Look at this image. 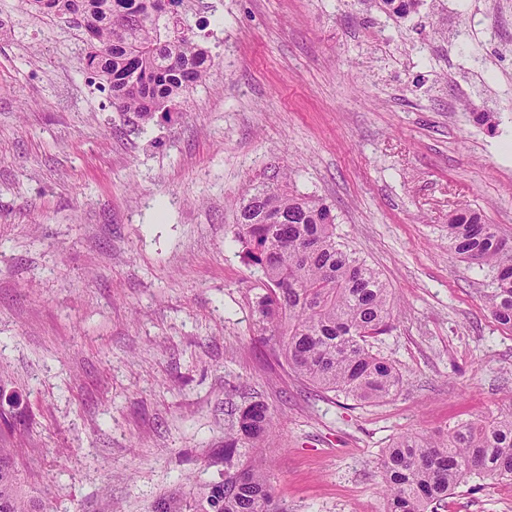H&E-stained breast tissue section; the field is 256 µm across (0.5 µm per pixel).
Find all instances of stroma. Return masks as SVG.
<instances>
[{"instance_id": "obj_1", "label": "stroma", "mask_w": 512, "mask_h": 512, "mask_svg": "<svg viewBox=\"0 0 512 512\" xmlns=\"http://www.w3.org/2000/svg\"><path fill=\"white\" fill-rule=\"evenodd\" d=\"M183 12L214 65L143 123L79 69L75 27L0 0V437L50 512H154L223 480L260 402L281 512H385L396 437L512 415V330L448 246L461 209L512 235V0ZM283 172L394 298L386 400L318 391L258 329L234 203ZM438 512H512V483L465 477Z\"/></svg>"}]
</instances>
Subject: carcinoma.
<instances>
[{"label": "carcinoma", "instance_id": "carcinoma-1", "mask_svg": "<svg viewBox=\"0 0 512 512\" xmlns=\"http://www.w3.org/2000/svg\"><path fill=\"white\" fill-rule=\"evenodd\" d=\"M70 14L72 0H53ZM77 27L96 40L77 62L108 87L112 106L142 121L188 92L213 66L182 0H82ZM236 238L263 275L255 312L261 333L279 338L295 374L323 392L356 401L389 398L403 376L371 349L369 339L392 328L393 301L380 275L348 252L336 235V216L323 200L290 189L288 176L265 185L238 206ZM448 241L461 258L488 270V303L494 319L512 330V238L483 215L460 210L448 219ZM273 418L265 405L239 410L236 428L224 434V480L184 503L172 497L155 512H279L259 459L239 449L265 445ZM19 449L0 445V512H47L25 495L15 470ZM386 512H435L431 505L468 474L512 480V415L466 423L444 433L399 436L382 460Z\"/></svg>", "mask_w": 512, "mask_h": 512}]
</instances>
